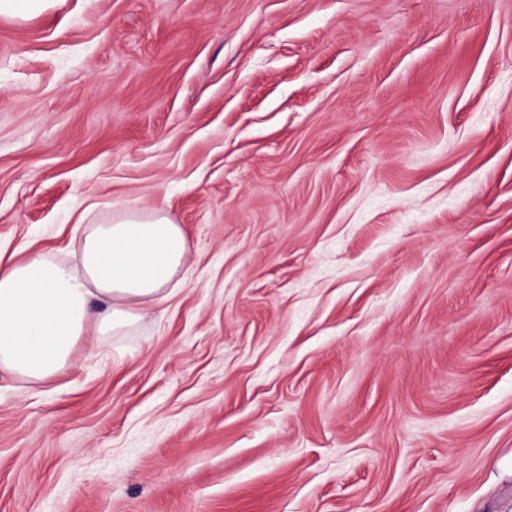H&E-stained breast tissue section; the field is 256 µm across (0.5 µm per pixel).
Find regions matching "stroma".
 Returning a JSON list of instances; mask_svg holds the SVG:
<instances>
[{
  "label": "stroma",
  "instance_id": "1",
  "mask_svg": "<svg viewBox=\"0 0 512 512\" xmlns=\"http://www.w3.org/2000/svg\"><path fill=\"white\" fill-rule=\"evenodd\" d=\"M120 208L183 279L0 373V512H512V0L0 17V253Z\"/></svg>",
  "mask_w": 512,
  "mask_h": 512
}]
</instances>
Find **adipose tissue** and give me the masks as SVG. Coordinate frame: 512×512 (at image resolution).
I'll list each match as a JSON object with an SVG mask.
<instances>
[{
	"mask_svg": "<svg viewBox=\"0 0 512 512\" xmlns=\"http://www.w3.org/2000/svg\"><path fill=\"white\" fill-rule=\"evenodd\" d=\"M72 254L0 262V372L33 389L63 372L84 336L128 329L167 302L189 243L158 208L85 225Z\"/></svg>",
	"mask_w": 512,
	"mask_h": 512,
	"instance_id": "adipose-tissue-1",
	"label": "adipose tissue"
}]
</instances>
